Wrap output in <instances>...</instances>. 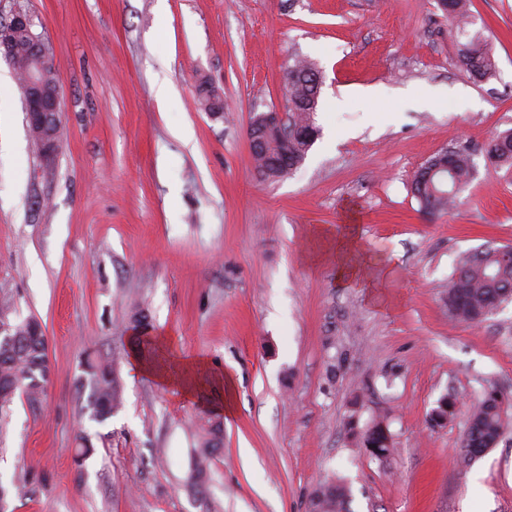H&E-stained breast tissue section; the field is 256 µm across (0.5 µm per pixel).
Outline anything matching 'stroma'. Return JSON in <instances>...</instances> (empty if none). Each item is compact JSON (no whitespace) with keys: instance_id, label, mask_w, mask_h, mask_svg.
Masks as SVG:
<instances>
[{"instance_id":"stroma-1","label":"stroma","mask_w":512,"mask_h":512,"mask_svg":"<svg viewBox=\"0 0 512 512\" xmlns=\"http://www.w3.org/2000/svg\"><path fill=\"white\" fill-rule=\"evenodd\" d=\"M17 8L60 61L63 104L47 167L0 58V293L41 324L51 367L41 399L0 418L8 512H202L186 479L209 412L217 512H308L334 477L353 512H512V426L460 455L484 389L512 415V303L477 325L445 305L460 254L512 245V174L482 153L512 130V0H472L467 30L497 64L485 81L436 0H0V17ZM298 57L323 76L319 136L265 180L249 124L283 109ZM203 82L222 114L200 106ZM447 147L475 174L427 215L413 175ZM90 358L122 389L101 423ZM445 396L454 414L432 426ZM378 422L384 460L361 439Z\"/></svg>"}]
</instances>
